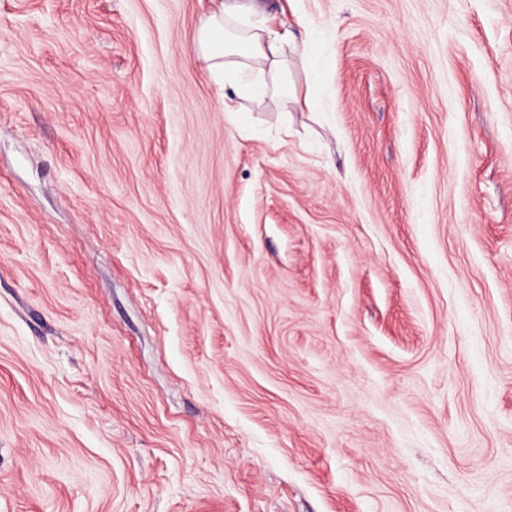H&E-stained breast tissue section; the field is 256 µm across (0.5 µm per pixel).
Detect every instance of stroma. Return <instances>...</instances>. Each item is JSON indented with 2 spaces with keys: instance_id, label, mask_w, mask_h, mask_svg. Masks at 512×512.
<instances>
[{
  "instance_id": "stroma-1",
  "label": "stroma",
  "mask_w": 512,
  "mask_h": 512,
  "mask_svg": "<svg viewBox=\"0 0 512 512\" xmlns=\"http://www.w3.org/2000/svg\"><path fill=\"white\" fill-rule=\"evenodd\" d=\"M217 7L0 0V512H512V0ZM242 11L236 5L224 7L221 1L216 11L201 20L195 44L198 56L216 74L223 73L224 82L234 81L240 97L259 99L270 77L277 93L288 98L283 73L289 32L265 38L262 22L244 20Z\"/></svg>"
}]
</instances>
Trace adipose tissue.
<instances>
[{"instance_id":"adipose-tissue-1","label":"adipose tissue","mask_w":512,"mask_h":512,"mask_svg":"<svg viewBox=\"0 0 512 512\" xmlns=\"http://www.w3.org/2000/svg\"><path fill=\"white\" fill-rule=\"evenodd\" d=\"M287 35L266 36L262 22L243 19L236 5L218 7L203 18L196 37V51L215 73L234 81L241 97L260 98L266 86L288 96L283 79Z\"/></svg>"}]
</instances>
